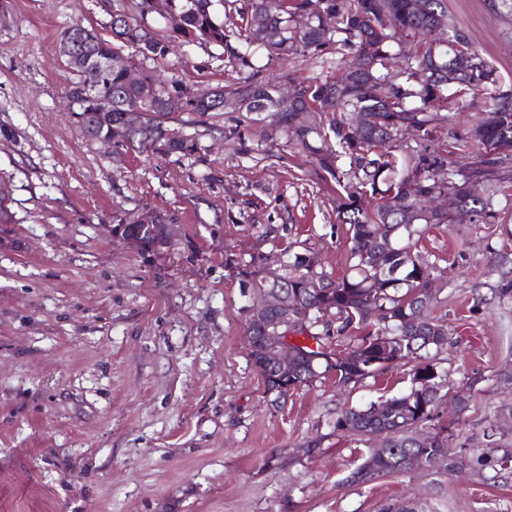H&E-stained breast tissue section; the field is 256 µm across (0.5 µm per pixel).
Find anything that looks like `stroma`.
I'll list each match as a JSON object with an SVG mask.
<instances>
[{
  "instance_id": "obj_1",
  "label": "stroma",
  "mask_w": 512,
  "mask_h": 512,
  "mask_svg": "<svg viewBox=\"0 0 512 512\" xmlns=\"http://www.w3.org/2000/svg\"><path fill=\"white\" fill-rule=\"evenodd\" d=\"M125 0H0V512H512V467L348 483L373 439L336 431L342 409L398 396L409 367L337 387L328 377L273 402L248 361L249 289L226 251L288 247L347 270L335 186L240 112L183 131L199 155L126 152L88 140L67 110L79 75L65 27L102 38ZM448 13L512 86V17L492 0ZM215 47H178L157 66L198 90L241 73ZM171 248L144 254L106 225L147 213ZM448 331L436 355L464 412L443 400L427 432L451 452L512 448V223L432 227Z\"/></svg>"
}]
</instances>
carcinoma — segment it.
Here are the masks:
<instances>
[{
	"instance_id": "obj_1",
	"label": "carcinoma",
	"mask_w": 512,
	"mask_h": 512,
	"mask_svg": "<svg viewBox=\"0 0 512 512\" xmlns=\"http://www.w3.org/2000/svg\"><path fill=\"white\" fill-rule=\"evenodd\" d=\"M213 2L166 0L160 9L134 0L112 12L110 40L79 24L67 27L63 36L80 37L88 51L112 56V72L83 73L69 88L68 109L75 122L94 141L124 125L126 109L138 103V90L125 79L126 47L154 63L174 45L222 49L224 63L246 76L228 89L218 88L217 94L237 98L238 111L250 115L263 137H283L287 146L311 158L315 172L335 184L338 223L351 231L349 273L336 278L318 269L309 254L290 249L276 283L257 269L255 256L225 252L224 267L252 289L254 299L276 284L286 296L301 297V307L287 320L273 311L258 320L247 316L248 357L266 391L277 401L291 391L264 356L270 345L288 336L303 342L297 347L302 352L294 374L297 388L324 374L336 376L343 386L375 378L387 371L380 360L390 357L412 365L413 383L427 378L448 385L447 373L439 372L427 355L448 336L430 316L438 303L436 294L426 293L434 264L414 249L430 227L455 224L457 217L421 203L447 192L473 223L499 221L494 195L473 194L470 184L497 182L512 164V89H501L497 69L479 46L448 22L446 0H282L279 11L269 10L267 0H249L244 25L234 37L218 20ZM169 11L177 13L178 21L169 23L164 34L145 25L147 16L164 19ZM298 16L306 20L301 28L295 24ZM328 17L333 18L330 25ZM316 59L334 65V71L298 81L288 69L296 61ZM275 63L278 72L264 77ZM423 67L428 74H421ZM142 74L156 86L157 100L154 107H143V124L127 134L121 148L164 156L200 153L194 135L171 137L170 123L182 114L193 116L191 124L201 123L224 108L195 100L190 85L153 65L142 66ZM288 82L295 97L285 102L275 87ZM487 95L491 103L479 111L467 136L458 137L455 115ZM99 96L112 97V110L97 109ZM442 96L449 106L437 112L430 101ZM355 114L364 116L362 124H352ZM409 129L418 133L411 144L404 141ZM150 224L145 229L121 220L112 231L140 236L144 254L171 247L169 221L152 214ZM313 278L319 288L309 292L305 284ZM333 332L346 341V363L332 360L327 350L325 340ZM440 401L436 394L410 391L342 411L336 430L388 437L381 451H369L351 481L364 484L381 474L412 471L419 457L450 474L474 462L492 468L512 462L508 449L496 461L452 454L446 436L431 447L421 446L415 427L434 419Z\"/></svg>"
}]
</instances>
